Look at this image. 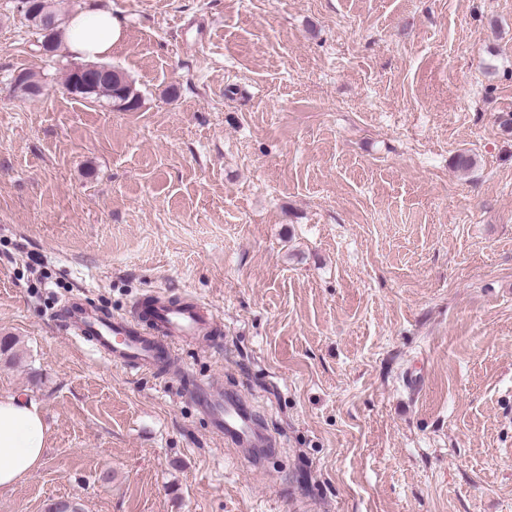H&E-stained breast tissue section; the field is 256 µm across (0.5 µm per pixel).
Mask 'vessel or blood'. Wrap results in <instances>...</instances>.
Segmentation results:
<instances>
[{
	"instance_id": "vessel-or-blood-1",
	"label": "vessel or blood",
	"mask_w": 512,
	"mask_h": 512,
	"mask_svg": "<svg viewBox=\"0 0 512 512\" xmlns=\"http://www.w3.org/2000/svg\"><path fill=\"white\" fill-rule=\"evenodd\" d=\"M64 323L71 335L86 342L102 359L136 371L160 365L173 368L175 342L205 338L217 330L210 308L154 294L147 303H134L127 316L107 315L77 303L68 310ZM199 397L215 432L226 443L246 451L271 445V438L261 435L249 407L236 395L211 384L200 389Z\"/></svg>"
}]
</instances>
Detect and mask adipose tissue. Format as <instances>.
<instances>
[{"label":"adipose tissue","mask_w":512,"mask_h":512,"mask_svg":"<svg viewBox=\"0 0 512 512\" xmlns=\"http://www.w3.org/2000/svg\"><path fill=\"white\" fill-rule=\"evenodd\" d=\"M122 31L111 9L74 14L62 32L70 52L83 60L108 55ZM48 438L38 403L18 395H0V488H8L39 467Z\"/></svg>","instance_id":"1"}]
</instances>
